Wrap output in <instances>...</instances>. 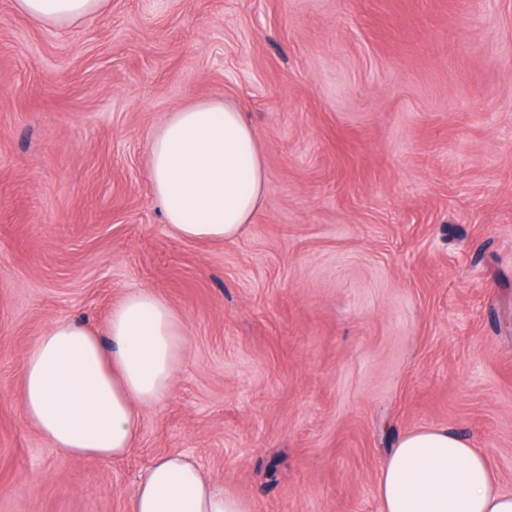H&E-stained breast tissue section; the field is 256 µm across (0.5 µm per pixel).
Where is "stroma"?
Masks as SVG:
<instances>
[{
  "instance_id": "obj_1",
  "label": "stroma",
  "mask_w": 512,
  "mask_h": 512,
  "mask_svg": "<svg viewBox=\"0 0 512 512\" xmlns=\"http://www.w3.org/2000/svg\"><path fill=\"white\" fill-rule=\"evenodd\" d=\"M198 99L265 157L224 242L177 237L148 181ZM140 289L184 324L174 390L124 458L67 455L25 355ZM425 427L512 492V0H108L71 27L0 0V512H128L171 451L251 512H379Z\"/></svg>"
}]
</instances>
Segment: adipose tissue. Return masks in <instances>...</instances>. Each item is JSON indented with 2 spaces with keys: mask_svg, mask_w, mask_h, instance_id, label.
<instances>
[{
  "mask_svg": "<svg viewBox=\"0 0 512 512\" xmlns=\"http://www.w3.org/2000/svg\"><path fill=\"white\" fill-rule=\"evenodd\" d=\"M106 0H16L47 26L75 25ZM149 179L166 224L186 240L243 234L265 200L266 168L242 112L202 100L173 112L149 146ZM186 348L183 324L157 293L138 290L113 308L104 330L61 320L28 351L20 371L27 420L52 447L112 460L135 445L140 410L164 401ZM381 512H512L484 449L447 429L403 435L379 474ZM130 512H250L180 453L154 459Z\"/></svg>",
  "mask_w": 512,
  "mask_h": 512,
  "instance_id": "obj_1",
  "label": "adipose tissue"
}]
</instances>
